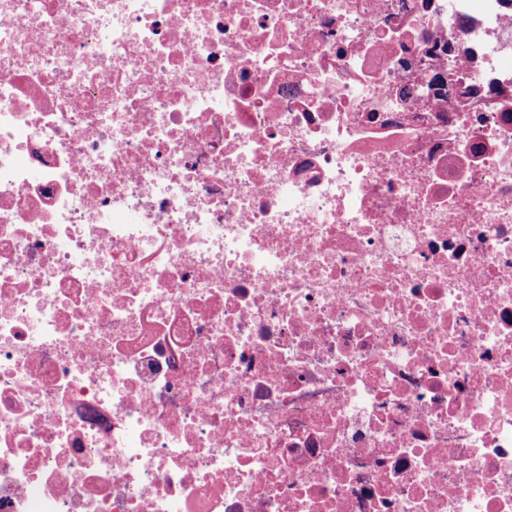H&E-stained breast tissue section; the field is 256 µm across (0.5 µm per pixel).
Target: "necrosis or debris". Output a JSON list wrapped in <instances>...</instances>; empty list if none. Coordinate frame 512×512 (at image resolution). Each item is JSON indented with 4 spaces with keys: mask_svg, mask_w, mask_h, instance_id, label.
<instances>
[{
    "mask_svg": "<svg viewBox=\"0 0 512 512\" xmlns=\"http://www.w3.org/2000/svg\"><path fill=\"white\" fill-rule=\"evenodd\" d=\"M512 8L0 0V512H512Z\"/></svg>",
    "mask_w": 512,
    "mask_h": 512,
    "instance_id": "obj_1",
    "label": "necrosis or debris"
}]
</instances>
